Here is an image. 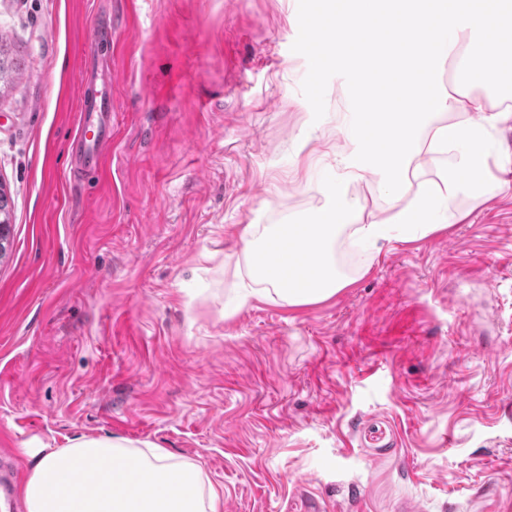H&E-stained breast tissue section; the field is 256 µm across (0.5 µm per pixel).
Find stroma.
<instances>
[{"label": "stroma", "mask_w": 512, "mask_h": 512, "mask_svg": "<svg viewBox=\"0 0 512 512\" xmlns=\"http://www.w3.org/2000/svg\"><path fill=\"white\" fill-rule=\"evenodd\" d=\"M321 5L0 0V448L149 441L223 512H512V190L378 255L342 239L326 302L224 316L240 227L310 217L295 165L340 147L343 78L294 35ZM107 89L111 155L75 174Z\"/></svg>", "instance_id": "1"}]
</instances>
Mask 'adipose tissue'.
<instances>
[{"label":"adipose tissue","instance_id":"ef3b65f1","mask_svg":"<svg viewBox=\"0 0 512 512\" xmlns=\"http://www.w3.org/2000/svg\"><path fill=\"white\" fill-rule=\"evenodd\" d=\"M489 21L468 27L470 16ZM385 32L372 55L352 53L360 40L352 20ZM328 52L344 78L349 109L336 134L343 141L335 177L319 186L322 198L306 224L245 225L237 259L253 286L238 299L318 304L353 282L336 267V243L353 228L364 246L381 250L408 228L422 235L456 223L450 201L486 200L512 187L489 177L490 166L512 170V148L500 139L512 126V0H327L323 15ZM386 97L391 110L362 112L359 102ZM384 146L369 151L370 139ZM419 179L406 197L408 176ZM374 181L397 208L369 214L344 185ZM273 252L272 268L256 264ZM19 489L26 512H220V491L199 463L179 459L149 442L83 437L65 448L33 452Z\"/></svg>","mask_w":512,"mask_h":512}]
</instances>
